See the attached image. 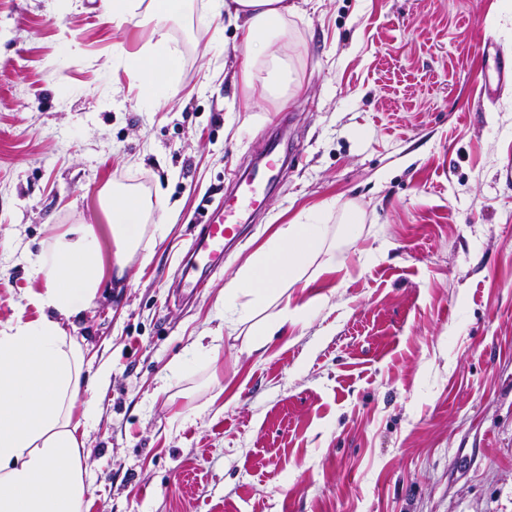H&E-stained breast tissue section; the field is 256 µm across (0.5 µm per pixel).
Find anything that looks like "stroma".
I'll use <instances>...</instances> for the list:
<instances>
[{"label":"stroma","mask_w":512,"mask_h":512,"mask_svg":"<svg viewBox=\"0 0 512 512\" xmlns=\"http://www.w3.org/2000/svg\"><path fill=\"white\" fill-rule=\"evenodd\" d=\"M271 96L209 0L163 23L173 89L127 61L157 20L104 0H0V329L34 320L30 260L99 195L162 194L167 232L78 321L98 376L84 512H512V78L487 95L479 44L512 56V0H296ZM284 130L282 170L244 243L187 299L174 287L233 175ZM340 270L288 293L301 315L263 354L219 339L225 285L280 226H342ZM143 0H107L108 17L112 23L120 26L131 23L139 16V9Z\"/></svg>","instance_id":"35a3bbf8"}]
</instances>
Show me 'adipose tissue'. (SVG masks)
Instances as JSON below:
<instances>
[{"instance_id":"adipose-tissue-1","label":"adipose tissue","mask_w":512,"mask_h":512,"mask_svg":"<svg viewBox=\"0 0 512 512\" xmlns=\"http://www.w3.org/2000/svg\"><path fill=\"white\" fill-rule=\"evenodd\" d=\"M299 10L295 0H211L214 31L240 30L251 61H266V82L275 91L293 77L271 50V38ZM144 77L143 93L172 89L175 54L166 34L131 62ZM109 219L112 261L125 274L134 260L148 261L155 239L165 232L153 223L150 199L131 187L111 184L100 195ZM336 266V233L328 224L280 227L238 270L224 289V325L245 331V349L263 351L296 312L284 305L288 288L310 265ZM41 288L29 302L40 316L16 318L0 330V512H83L85 470L82 450L89 412L78 409L92 379L91 361L67 335L95 300L105 278L99 238L93 225L74 224L56 236L33 261Z\"/></svg>"}]
</instances>
